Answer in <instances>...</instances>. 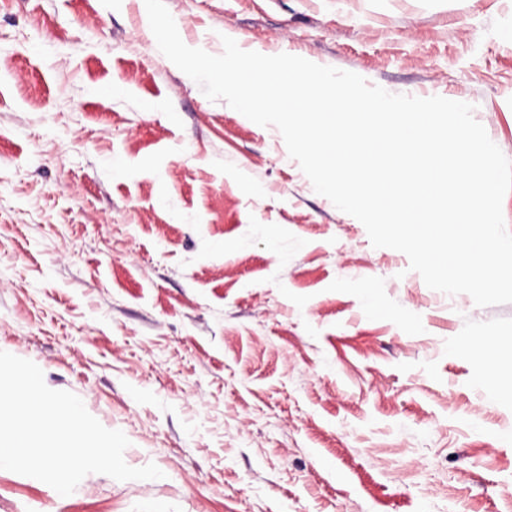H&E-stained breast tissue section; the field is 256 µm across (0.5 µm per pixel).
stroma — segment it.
I'll return each instance as SVG.
<instances>
[{"label":"stroma","mask_w":512,"mask_h":512,"mask_svg":"<svg viewBox=\"0 0 512 512\" xmlns=\"http://www.w3.org/2000/svg\"><path fill=\"white\" fill-rule=\"evenodd\" d=\"M164 3L213 55L228 33L468 101L512 160V0ZM464 334L512 336V303L373 247L144 0H0V351L163 473L62 498L0 471V512H512V399Z\"/></svg>","instance_id":"stroma-1"}]
</instances>
